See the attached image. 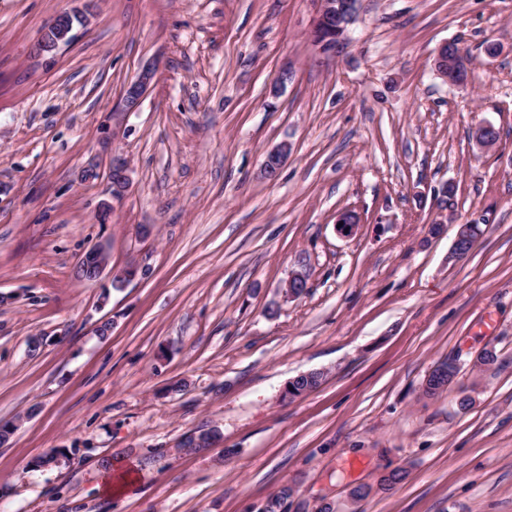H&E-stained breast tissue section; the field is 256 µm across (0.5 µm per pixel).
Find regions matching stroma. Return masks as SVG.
Returning a JSON list of instances; mask_svg holds the SVG:
<instances>
[{
  "label": "stroma",
  "mask_w": 512,
  "mask_h": 512,
  "mask_svg": "<svg viewBox=\"0 0 512 512\" xmlns=\"http://www.w3.org/2000/svg\"><path fill=\"white\" fill-rule=\"evenodd\" d=\"M319 5L0 0V424L17 426L0 512H257L284 486L288 512H351L361 484L363 512H512V0H358L333 53L308 37ZM65 12L86 24L40 51ZM449 41L466 84L434 68ZM345 211L362 218L347 237ZM99 240L142 275L75 280ZM300 262L308 286L285 299ZM448 357L453 385L423 395ZM311 371L316 389L283 398ZM52 448L61 464L36 467ZM125 467L135 484L105 493ZM63 17L64 15H58L54 17L45 27L41 40L43 51H52L56 49L60 44H67L71 41V38L67 39V35L70 30H68L63 24ZM49 37H51V40ZM154 77V69L148 65L144 67L137 78L128 84L124 92V102L129 108L136 107L148 91Z\"/></svg>",
  "instance_id": "1"
}]
</instances>
